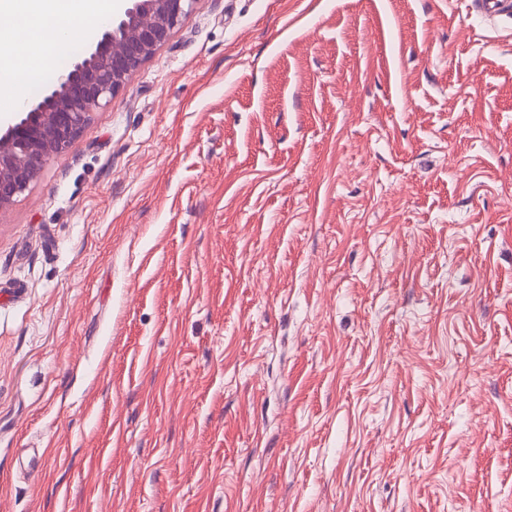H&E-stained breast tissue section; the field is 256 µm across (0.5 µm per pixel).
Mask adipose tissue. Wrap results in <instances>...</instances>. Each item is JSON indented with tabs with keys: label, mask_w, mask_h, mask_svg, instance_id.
<instances>
[{
	"label": "adipose tissue",
	"mask_w": 512,
	"mask_h": 512,
	"mask_svg": "<svg viewBox=\"0 0 512 512\" xmlns=\"http://www.w3.org/2000/svg\"><path fill=\"white\" fill-rule=\"evenodd\" d=\"M116 0H0V102L21 100L18 82L37 76L77 33L94 30L115 9ZM51 39H44L48 26Z\"/></svg>",
	"instance_id": "obj_1"
}]
</instances>
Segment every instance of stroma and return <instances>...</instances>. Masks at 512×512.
Listing matches in <instances>:
<instances>
[{
  "instance_id": "obj_1",
  "label": "stroma",
  "mask_w": 512,
  "mask_h": 512,
  "mask_svg": "<svg viewBox=\"0 0 512 512\" xmlns=\"http://www.w3.org/2000/svg\"><path fill=\"white\" fill-rule=\"evenodd\" d=\"M0 512H512V13L199 0L0 211Z\"/></svg>"
}]
</instances>
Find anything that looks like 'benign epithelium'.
<instances>
[{
	"instance_id": "1",
	"label": "benign epithelium",
	"mask_w": 512,
	"mask_h": 512,
	"mask_svg": "<svg viewBox=\"0 0 512 512\" xmlns=\"http://www.w3.org/2000/svg\"><path fill=\"white\" fill-rule=\"evenodd\" d=\"M199 0H124L95 46L58 75L0 131V210L9 207L48 159L65 152L132 74L185 23Z\"/></svg>"
}]
</instances>
